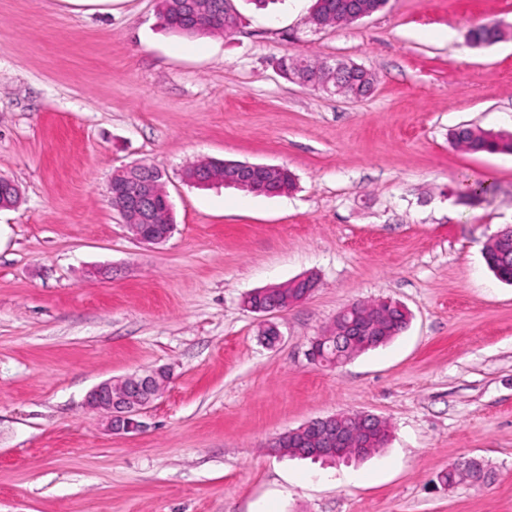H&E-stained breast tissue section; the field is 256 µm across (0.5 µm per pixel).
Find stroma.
Returning <instances> with one entry per match:
<instances>
[{
  "label": "stroma",
  "instance_id": "35a3bbf8",
  "mask_svg": "<svg viewBox=\"0 0 512 512\" xmlns=\"http://www.w3.org/2000/svg\"><path fill=\"white\" fill-rule=\"evenodd\" d=\"M233 4L232 35L185 38L158 0H0V177L21 193L0 210V512H512V285L483 260L512 225V154L449 137L512 131V0H388L322 29L314 0ZM486 23L505 38L468 44ZM285 55L362 66L373 90L304 86ZM208 158L284 165L297 186L189 183ZM132 163L168 176L164 243L111 204ZM305 274L319 286L288 310L244 306ZM382 299L408 309L402 334L310 362L339 311ZM157 368L144 432L86 408L98 383ZM352 412L387 422L385 448L337 465L271 448ZM463 458L490 479L441 485ZM453 145L469 153H512V132L489 131L472 125L462 124L450 133Z\"/></svg>",
  "mask_w": 512,
  "mask_h": 512
}]
</instances>
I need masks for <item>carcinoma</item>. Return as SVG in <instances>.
Instances as JSON below:
<instances>
[{"mask_svg": "<svg viewBox=\"0 0 512 512\" xmlns=\"http://www.w3.org/2000/svg\"><path fill=\"white\" fill-rule=\"evenodd\" d=\"M208 5L198 14L182 12V0H160L158 17L161 24L180 36L197 37L201 35H228L234 32L236 9L232 0H207ZM387 0H315L312 7L310 26L319 22L325 26L336 27L348 25L355 21L358 12L370 14L381 10ZM503 31L495 24H484L469 30L466 40L473 45L493 44L501 40ZM280 61L288 65V72L293 74L304 71L306 85L316 87L322 70L323 61L312 57L284 56ZM350 91L363 97L372 87V77L365 69L359 67L348 74ZM453 145L469 153H512V132L489 131L472 124L457 126L450 133ZM270 189H284L288 192L296 187L295 177L288 169L270 174ZM483 258L488 269L503 283L512 285V236L494 235L483 251ZM358 311L370 317H378L388 323L389 335L402 333L407 324L404 314L394 309H387L378 303L360 304Z\"/></svg>", "mask_w": 512, "mask_h": 512, "instance_id": "cac0c4a2", "label": "carcinoma"}]
</instances>
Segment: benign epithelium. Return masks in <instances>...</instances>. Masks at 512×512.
<instances>
[{
    "label": "benign epithelium",
    "mask_w": 512,
    "mask_h": 512,
    "mask_svg": "<svg viewBox=\"0 0 512 512\" xmlns=\"http://www.w3.org/2000/svg\"><path fill=\"white\" fill-rule=\"evenodd\" d=\"M348 64L343 62L326 63L319 87L331 93H341L338 80L340 72ZM275 169L273 165L249 164L236 161L224 162V183L234 185L249 192L272 196L267 189V175ZM110 194L113 207L120 213L124 224L140 243L156 245L165 242L172 234L166 226L154 223L156 209L162 205L172 209L166 191L164 171L148 165L124 166L114 171L110 181ZM290 288L288 300L284 301L269 290L255 291L245 298L246 307L263 313L281 312L307 299L317 288L309 276H300L287 283ZM259 295L269 300L264 305L252 303L251 298ZM381 339L376 324L364 325L353 319L342 323L340 334L333 337L340 353L353 355L373 346ZM165 388V378L160 372L152 374H131L117 379L105 380L94 386L86 395V406L108 416V427L114 434H137L145 428L139 420L142 411L159 397ZM355 417L360 427L359 438L366 445L373 440V434L380 428V417L359 412L353 415H331L311 420L293 431L311 446V452L323 456L326 452L339 450L353 441L346 419Z\"/></svg>",
    "instance_id": "1"
}]
</instances>
